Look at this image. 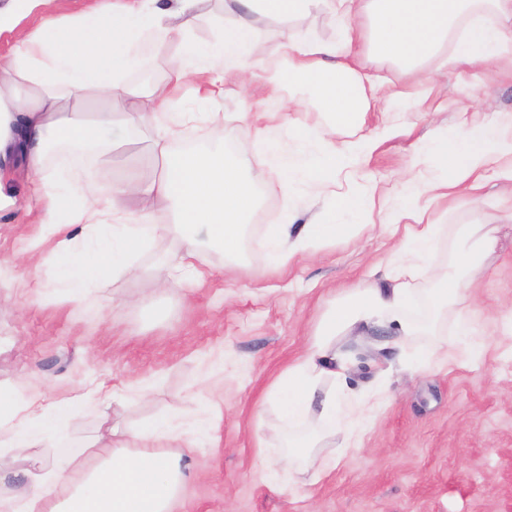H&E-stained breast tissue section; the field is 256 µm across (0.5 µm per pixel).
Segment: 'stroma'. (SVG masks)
<instances>
[{
    "label": "stroma",
    "instance_id": "35a3bbf8",
    "mask_svg": "<svg viewBox=\"0 0 512 512\" xmlns=\"http://www.w3.org/2000/svg\"><path fill=\"white\" fill-rule=\"evenodd\" d=\"M336 38L335 23L313 11L286 25L261 21L255 36L268 67H282L281 46L289 29ZM368 74L406 87L411 96L399 106H372L365 131L382 136L381 145L355 170L341 174L336 190L363 194L375 189V208L364 223L378 221L385 202L410 192V180L436 176L434 162L415 163L419 138L435 129L456 132L463 118L482 120L512 113V71L454 68L446 56L428 60L413 74L392 62L369 57ZM294 85L270 97L266 70L251 81L247 104L228 97L223 128L204 129L189 144L222 142L227 150L251 140L243 106L277 111ZM67 163L94 170L98 181L131 175L148 179L160 162L129 145L111 157H73L56 149L47 166ZM478 196L439 201L428 211L443 225L439 259L458 248L461 225L481 221L498 239L487 273L474 282L466 301L481 327L486 352L453 369H417L391 350L393 332L371 330L348 342L355 363L349 390L362 397L376 390L383 398L361 451L337 464L313 485L283 488L266 480L262 461L277 462L279 451L262 448L272 410L264 394L296 357L335 293L370 282L374 266L392 252L396 240L370 231L322 243L273 268L260 244L261 229L282 220L283 198L276 181L259 185L239 263L213 250L203 258L205 283L190 292L160 289L148 276L124 277L100 285L90 308L47 298L28 303L35 287L58 285L60 262L48 258L38 269L16 262L40 231L41 209L30 191L26 170L5 185L12 206L0 210V393L21 398L29 378L47 380L48 404L102 385L134 390L152 385L149 396L110 404L112 424L137 428L158 417L184 418L212 401L207 433L162 440V449H193L199 465L182 489L178 512H512V155L502 154L485 168Z\"/></svg>",
    "mask_w": 512,
    "mask_h": 512
}]
</instances>
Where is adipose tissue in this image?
Wrapping results in <instances>:
<instances>
[{
  "label": "adipose tissue",
  "mask_w": 512,
  "mask_h": 512,
  "mask_svg": "<svg viewBox=\"0 0 512 512\" xmlns=\"http://www.w3.org/2000/svg\"><path fill=\"white\" fill-rule=\"evenodd\" d=\"M54 2L0 0V29L11 40L8 52L0 54V180L16 163L32 172L42 233L54 239L53 254L64 261L59 297L75 308L108 277L142 272L133 257L162 235L177 238L181 249L159 255L144 272L165 290L203 280L200 260L209 250L238 257L257 188L272 178L285 199L305 185L334 204L328 221L295 232L286 224L271 225L265 248L273 264L349 237L351 217L362 215L373 198L337 193L336 180L379 143L377 135L361 132L377 91L389 101L408 96L407 90H383L363 78L361 55L416 70L447 48L460 66L512 67V29L503 25L512 19V0H224L229 21L204 44L189 38L201 18L202 0H94L70 14L55 13ZM319 8L334 19L340 39L325 43L309 33H290L282 46L287 65L275 71L271 85L276 90L294 81L307 85L310 99L296 104L327 114L328 127L289 121L275 137L274 113H242L268 147L266 166L248 177L228 165L223 152L177 149L196 121L223 126L226 95L247 99L262 59L254 39L258 20L289 22ZM168 42L182 45L181 62L162 82L131 83L130 73L150 62L145 45ZM229 73L237 77L231 89L224 82ZM188 86L209 104L208 112L178 111ZM75 95L100 102L103 111L91 120L66 115ZM116 96L134 105L119 127L110 110ZM340 129L354 132V139L335 141ZM140 134L161 160L153 178L102 183L87 173L45 174L52 143H65L76 154L108 155ZM511 139L512 113L501 112L489 122L465 125L455 138L440 133L417 144V158L436 160L443 175L385 211L378 228L399 240L382 282L348 289L330 301L304 351L267 390L274 413L269 430L289 475L317 476L335 467V458L324 454L328 448L339 445L344 456L355 455L374 423V403L342 390L352 370L345 342L377 326L395 328L400 340L415 344L414 364L420 369L460 365L477 351L473 325L459 303L484 271L495 239L485 225H464L457 252L443 265L437 259L442 227L423 216L428 202L480 190L484 166ZM311 141L320 144L313 156L302 150ZM160 202L170 213L164 224L153 218ZM45 389V383H32L21 401L0 395V458L49 447L32 467L0 474V487L7 489L0 494V512H176L197 460L188 449L154 447L156 438L173 433L167 420L131 432L105 428L111 445L94 437L86 441L83 459L58 457L55 449L70 443L63 430L70 414L64 405L46 413Z\"/></svg>",
  "instance_id": "1"
}]
</instances>
